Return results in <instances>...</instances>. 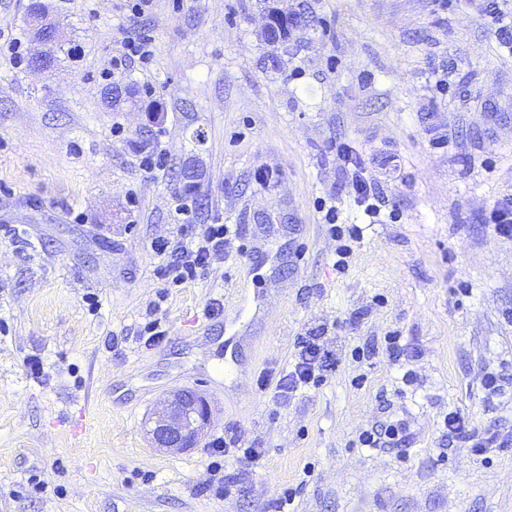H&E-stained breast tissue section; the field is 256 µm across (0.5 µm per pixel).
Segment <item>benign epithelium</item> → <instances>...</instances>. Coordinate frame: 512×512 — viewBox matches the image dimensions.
I'll use <instances>...</instances> for the list:
<instances>
[{
  "label": "benign epithelium",
  "instance_id": "7a95c632",
  "mask_svg": "<svg viewBox=\"0 0 512 512\" xmlns=\"http://www.w3.org/2000/svg\"><path fill=\"white\" fill-rule=\"evenodd\" d=\"M209 400L192 388L166 394L149 418L147 435L152 447L183 451L194 446L212 423Z\"/></svg>",
  "mask_w": 512,
  "mask_h": 512
}]
</instances>
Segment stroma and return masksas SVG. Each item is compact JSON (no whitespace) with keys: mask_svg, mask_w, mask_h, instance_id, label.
I'll list each match as a JSON object with an SVG mask.
<instances>
[{"mask_svg":"<svg viewBox=\"0 0 512 512\" xmlns=\"http://www.w3.org/2000/svg\"><path fill=\"white\" fill-rule=\"evenodd\" d=\"M302 1L314 21L283 47L263 0H153L134 24L124 0H43L79 57L49 75L0 58V225L24 231L0 234V512H273L286 489L295 512H512V450L473 453L444 425L461 411L512 433V394L483 384L512 379V239L485 222L512 190V58L463 5L276 4ZM29 2L0 0V33L32 55ZM140 34L149 71L103 79ZM113 81L133 102L106 105ZM157 139L150 176L138 148ZM343 145L375 216L354 202ZM183 202L237 247L167 288L150 244L175 238ZM330 206L362 229L341 268ZM154 316L166 336L147 345ZM308 331L338 371L276 402L259 373L291 364ZM185 386L209 400L210 428L186 451L153 448L147 417ZM391 425L405 442L359 447ZM227 432L265 454L223 464L221 498L210 447Z\"/></svg>","mask_w":512,"mask_h":512,"instance_id":"1","label":"stroma"}]
</instances>
